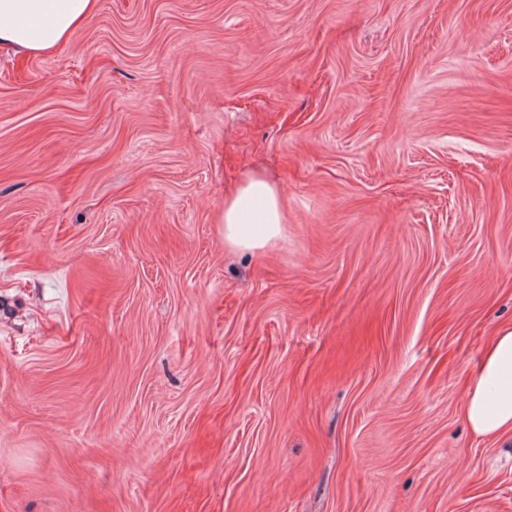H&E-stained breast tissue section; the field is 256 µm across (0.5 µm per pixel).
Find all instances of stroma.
<instances>
[{
    "mask_svg": "<svg viewBox=\"0 0 512 512\" xmlns=\"http://www.w3.org/2000/svg\"><path fill=\"white\" fill-rule=\"evenodd\" d=\"M505 326L512 0H98L0 50V512H512L461 414ZM224 224V246L261 253L284 239L286 214L277 184L260 173L243 176L224 199L220 223Z\"/></svg>",
    "mask_w": 512,
    "mask_h": 512,
    "instance_id": "stroma-1",
    "label": "stroma"
}]
</instances>
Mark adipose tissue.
Masks as SVG:
<instances>
[{
	"mask_svg": "<svg viewBox=\"0 0 512 512\" xmlns=\"http://www.w3.org/2000/svg\"><path fill=\"white\" fill-rule=\"evenodd\" d=\"M98 0H0V47L27 56L48 55L67 45L96 12ZM225 246L261 253L285 237L286 214L277 184L260 173L243 176L224 200L220 216ZM462 415L475 435L512 439V326L488 341L470 380Z\"/></svg>",
	"mask_w": 512,
	"mask_h": 512,
	"instance_id": "obj_1",
	"label": "adipose tissue"
}]
</instances>
